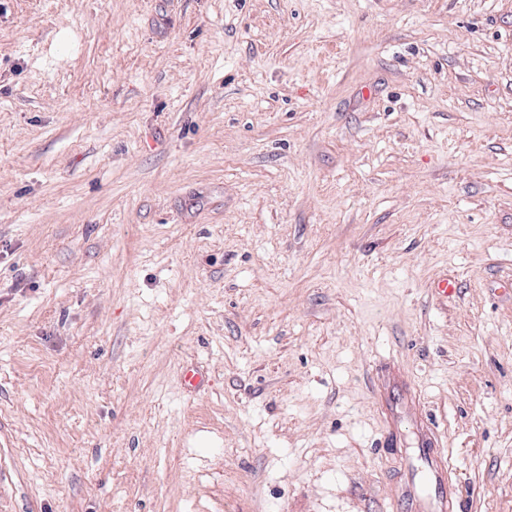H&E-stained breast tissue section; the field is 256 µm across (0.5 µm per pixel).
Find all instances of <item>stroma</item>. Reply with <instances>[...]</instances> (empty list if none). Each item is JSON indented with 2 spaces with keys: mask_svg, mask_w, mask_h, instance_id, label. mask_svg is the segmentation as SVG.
<instances>
[{
  "mask_svg": "<svg viewBox=\"0 0 512 512\" xmlns=\"http://www.w3.org/2000/svg\"><path fill=\"white\" fill-rule=\"evenodd\" d=\"M382 363L512 512V0H0V512H402Z\"/></svg>",
  "mask_w": 512,
  "mask_h": 512,
  "instance_id": "stroma-1",
  "label": "stroma"
}]
</instances>
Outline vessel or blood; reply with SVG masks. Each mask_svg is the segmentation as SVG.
I'll use <instances>...</instances> for the list:
<instances>
[{"label": "vessel or blood", "instance_id": "obj_1", "mask_svg": "<svg viewBox=\"0 0 512 512\" xmlns=\"http://www.w3.org/2000/svg\"><path fill=\"white\" fill-rule=\"evenodd\" d=\"M383 403L387 427L386 441H396L401 423H410L415 430L419 468L415 475L398 486L397 497L405 512H456L458 488L448 478V464L441 451V441L428 422L418 418L414 396L398 378H389L383 387Z\"/></svg>", "mask_w": 512, "mask_h": 512}]
</instances>
